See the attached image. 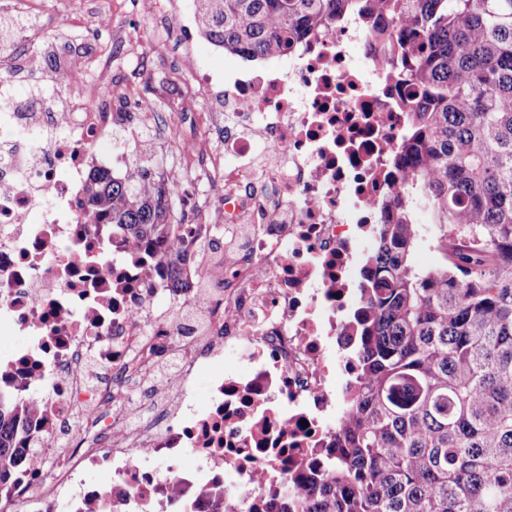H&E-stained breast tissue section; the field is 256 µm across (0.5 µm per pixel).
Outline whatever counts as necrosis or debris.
<instances>
[{"label": "necrosis or debris", "instance_id": "1", "mask_svg": "<svg viewBox=\"0 0 512 512\" xmlns=\"http://www.w3.org/2000/svg\"><path fill=\"white\" fill-rule=\"evenodd\" d=\"M405 91L355 15L279 69L225 82L223 149L175 142L219 192L231 234L214 257L186 208L174 212L194 262L191 288L168 302L201 309L188 327L156 311L160 267L120 228L83 220L90 173L128 161L101 150L111 100L92 89L75 113L51 98L0 112V335L26 338L0 349V393L41 409L33 477L0 494V512H210L217 487L224 512H269L289 479L308 477L354 376L363 256L401 194L390 155ZM164 362L176 369L160 399ZM92 364L105 381L89 383Z\"/></svg>", "mask_w": 512, "mask_h": 512}]
</instances>
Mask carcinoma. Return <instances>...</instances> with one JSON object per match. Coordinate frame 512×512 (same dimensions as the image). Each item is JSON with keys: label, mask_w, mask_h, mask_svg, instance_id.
Instances as JSON below:
<instances>
[{"label": "carcinoma", "mask_w": 512, "mask_h": 512, "mask_svg": "<svg viewBox=\"0 0 512 512\" xmlns=\"http://www.w3.org/2000/svg\"><path fill=\"white\" fill-rule=\"evenodd\" d=\"M203 35L246 60L278 58L353 11L409 86L394 151L405 201L378 225L357 319L358 372L336 458L293 481L278 512H512V0H196ZM153 146L83 187L86 224L117 225L185 287L175 184ZM438 226L443 266L411 260L415 212ZM39 410L0 396V491L23 477Z\"/></svg>", "instance_id": "carcinoma-1"}]
</instances>
